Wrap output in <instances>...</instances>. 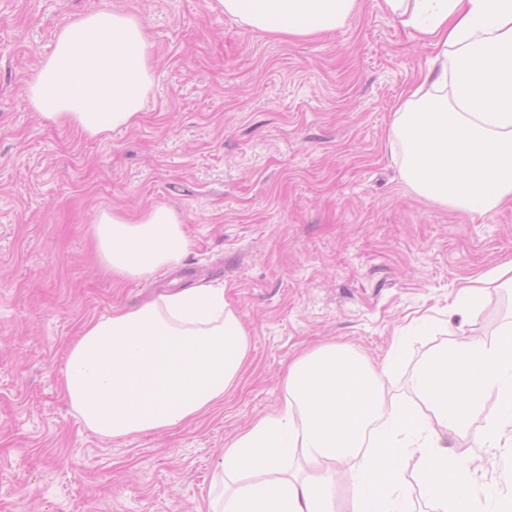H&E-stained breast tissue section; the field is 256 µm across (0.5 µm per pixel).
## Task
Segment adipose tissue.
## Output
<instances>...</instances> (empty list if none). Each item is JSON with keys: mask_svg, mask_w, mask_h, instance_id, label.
Returning a JSON list of instances; mask_svg holds the SVG:
<instances>
[{"mask_svg": "<svg viewBox=\"0 0 512 512\" xmlns=\"http://www.w3.org/2000/svg\"><path fill=\"white\" fill-rule=\"evenodd\" d=\"M218 9L277 37L343 27L359 0H215ZM385 11L431 46L428 63L393 113L407 184L433 203L487 213L512 199V0H383ZM150 46L133 15L98 10L62 26L27 82V100L52 124L104 137L137 123L152 84ZM105 270L137 280L177 264L188 240L173 209L94 219ZM251 338L223 288L163 294L86 324L69 346L61 388L84 426L105 438L167 431L208 413L237 383ZM385 370L342 345L293 361L278 409L222 450L204 512H336L335 472L367 461L347 512H401L400 441L421 437L423 489L436 512H493L472 460L439 450L438 432L460 433L484 398L499 414L487 452L512 447V336L463 340L426 358L414 377L427 412L393 410L387 432ZM317 467L291 474L293 459Z\"/></svg>", "mask_w": 512, "mask_h": 512, "instance_id": "adipose-tissue-1", "label": "adipose tissue"}]
</instances>
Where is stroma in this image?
Segmentation results:
<instances>
[{"label": "stroma", "instance_id": "stroma-1", "mask_svg": "<svg viewBox=\"0 0 512 512\" xmlns=\"http://www.w3.org/2000/svg\"><path fill=\"white\" fill-rule=\"evenodd\" d=\"M213 0H0V512H197L224 445L283 399L288 364L325 344L399 360L387 400L422 403L413 375L464 338L512 329V290L463 305L468 278L512 260V202L486 214L419 197L391 144L393 108L432 48L361 0L345 26L279 39ZM131 13L153 81L137 124L91 139L43 120L27 81L59 28ZM174 209L189 248L139 280L106 274L94 214ZM223 286L251 335L223 406L167 432L105 439L60 391L67 349L113 306ZM495 398L450 455L481 458ZM407 512H432L421 454L400 451Z\"/></svg>", "mask_w": 512, "mask_h": 512}]
</instances>
